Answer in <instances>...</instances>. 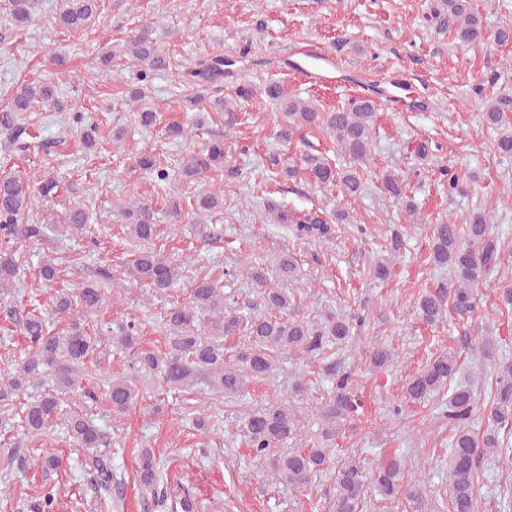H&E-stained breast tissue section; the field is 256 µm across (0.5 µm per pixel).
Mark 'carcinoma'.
Returning a JSON list of instances; mask_svg holds the SVG:
<instances>
[{"mask_svg": "<svg viewBox=\"0 0 512 512\" xmlns=\"http://www.w3.org/2000/svg\"><path fill=\"white\" fill-rule=\"evenodd\" d=\"M99 0H60L57 11L58 24L71 31L87 27L98 10ZM35 0H3L0 9L11 15L15 24L27 26L35 21ZM427 20L439 29H452L465 41H476L482 37L480 16L466 4V0H434ZM127 50L142 65L138 80L141 88L134 91L131 99L138 103L146 98L147 83L153 72L166 68V58L144 30L132 37ZM191 76L199 83H212L224 76V57L217 56L199 63ZM262 95L280 102L282 116L292 126L315 127L329 135L337 148L347 157L344 166L336 168L319 155L308 154L297 167L281 170L283 176H304L312 184L321 187L336 185L342 197H353L360 192L368 180L366 164L373 151L375 102L371 99H352L347 105L332 111L321 112L310 101L288 98L276 84L257 91L251 87L238 89L236 97L249 101ZM55 90L47 83L31 85L24 83L14 93L0 91L6 104L0 107V134L13 146L25 147L22 136L26 127L21 115L34 102L48 103L54 100ZM505 103L501 100L490 105L484 113L485 123L498 129L493 148L496 153L512 156V120L506 116ZM69 126L79 130L84 143L92 146L96 141V124L86 121L81 112L68 116ZM228 163L224 141L213 140L201 152L190 156L185 165V175L195 180L205 173ZM140 168L165 181L169 172L160 168L157 160L149 155L139 157ZM382 190L390 198L399 200L405 196L404 180L392 172L379 174ZM30 185L11 174H0V288L14 287L20 268L15 261L16 245L22 240L39 239L44 236L41 224L25 222L30 211ZM224 190H204L196 196V214L211 211L222 203ZM124 217L129 220L130 236L139 243L151 239L156 233L154 212L144 200L130 207H122ZM348 213L338 211L324 216L316 211L302 218L292 219L280 212L275 221L296 225L300 236L324 237L330 232V224L337 219L346 221ZM490 218L480 211L471 217L462 229L451 220L435 225L432 236L431 255L433 262L448 268V292L441 290L422 292L415 302V313L421 321L433 325L443 319L445 303L457 314H468L475 310L479 296V285L485 273L500 264L501 244L490 235ZM74 265L71 257H61L53 262L40 263V279L51 286L65 268ZM128 269L137 280L147 284L154 292L162 293L173 288L180 279L181 266L159 257L150 251L135 253ZM296 265L283 255L277 264V278L281 282L295 279ZM252 278L264 286V298L268 307L276 312L271 317L249 319L233 311L224 303V290L207 276L195 280L190 292V301L172 307L164 317L168 347L158 353L140 344V327L134 321L122 323L115 334L120 347L133 351V360L128 373L114 376L108 384L107 396L112 411L121 413L134 403L138 396L137 384L148 375H155L166 385L187 388L201 377H206L215 397L233 398L240 395L249 380H261L270 371L273 363L282 354L303 359H327L336 354V347L351 342L354 330L363 326L365 317L346 318L328 312L316 324L284 317L291 306L288 289L267 282L260 274ZM101 289L87 284L78 294L56 295L52 314L30 312L22 323L27 340V351L14 373L0 381V416L7 415L21 434L30 437L42 435L52 426L54 416L63 397L74 395L84 403L98 402V394L83 386L80 376L85 374L83 364L97 350L100 339L88 328L72 320L59 329L55 323L65 320L78 308L87 313L97 310L102 304ZM209 323V335L197 333V325ZM245 331L247 344L243 350L227 355L224 353V338ZM370 369L381 370L391 364L393 354L385 347L369 343L366 351ZM457 355L441 353L430 360L406 383L404 397L411 403H420L434 394L448 389L457 373ZM55 372V386L45 389L31 401L17 403L15 396L24 388L43 386V378ZM329 374L336 376L333 395L316 411L317 429L310 448H297L288 452H277L289 442L302 436L303 422L297 407L289 397L278 398L265 407L255 408L243 414L241 432L253 457L269 462L279 479L288 486L300 489L308 486L313 478L330 469L336 446V437L346 429L362 407L355 390L352 373H341L336 366L327 367ZM496 373V390L488 411V418L506 432L512 431V362L502 361L493 369ZM477 409V400L471 388L457 386L448 398V411L444 417L452 426L448 451V512H476V482L478 465L484 453L497 455L507 465H512V446L499 440L495 434L480 439L468 428V421ZM65 428L76 443L88 451L85 463L88 483L95 493L112 490V468L107 461L110 454L108 437L97 428L87 415L72 413L64 420ZM8 467L25 470L39 465L45 470H55L59 459L45 453L38 457L29 454H11ZM159 462L153 452L142 450L137 477L141 486L151 493L156 506L165 512H197L196 498L188 491L167 494L159 489ZM424 478L410 477L405 466L393 459L381 463L371 470L348 460L335 471L336 494L333 512H363L368 490H373L383 500H391L398 493L412 503L413 512H429L425 503L421 482ZM28 512H55V494L46 489L29 501Z\"/></svg>", "mask_w": 512, "mask_h": 512, "instance_id": "carcinoma-1", "label": "carcinoma"}]
</instances>
